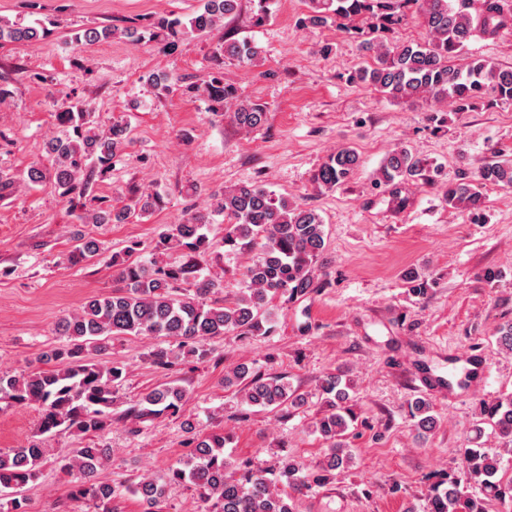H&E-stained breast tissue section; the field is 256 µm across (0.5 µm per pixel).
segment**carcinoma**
I'll return each mask as SVG.
<instances>
[{
  "instance_id": "obj_1",
  "label": "carcinoma",
  "mask_w": 512,
  "mask_h": 512,
  "mask_svg": "<svg viewBox=\"0 0 512 512\" xmlns=\"http://www.w3.org/2000/svg\"><path fill=\"white\" fill-rule=\"evenodd\" d=\"M253 25L264 26L272 17L271 0H252ZM305 10L299 18L303 26L342 22L353 32L361 53L373 54V63L350 72L347 81L367 85L395 102L420 100L451 101L464 112L479 99L492 97L512 101V66L502 67L485 58L458 63L466 44L480 33L493 37L512 26L509 0H484L480 12H471L470 0H302ZM241 0H202L199 9L187 19L161 16L151 28L135 24L86 28L74 41L96 42L120 38L136 46L144 39L174 47L196 34L211 33L234 15ZM411 16L427 31L423 41L389 46L382 34ZM53 21L23 26L0 17V42H40L53 34ZM219 63L236 61L256 66L264 49L253 39L220 41L214 51ZM188 93H199L230 112L233 122L245 132L259 130L267 117V106L260 101L237 102L236 90L224 83L221 68L200 84L185 85ZM62 133L46 142L45 151L53 160L56 187L60 195L83 194L96 170H109L130 142L127 123L99 120L85 103L72 101L56 113ZM358 153L341 148L326 158L313 175L320 188L332 189L347 182L359 167ZM427 161L406 148L390 152L383 160L379 184L398 193L400 186L425 175ZM487 184L512 186V162L485 163L477 178L457 177L448 182V206L479 215ZM160 203L156 193H144L133 204L115 209L110 205L93 210L92 224H121L146 214ZM224 217V246L248 249L252 257L243 277L248 294L234 301L216 299L217 285L202 276V262L210 243L203 232L213 217ZM138 250L134 242L125 257H112L121 286L112 294L94 297L67 318L62 335L67 342L46 353L50 367L13 375L0 373V400L14 407H34L38 411L36 435L28 445L0 451V500L8 512H27L26 486L40 475L46 449L41 436L76 432L85 436L104 433L112 425L116 387L126 376V365L110 360L95 362L86 358V347L110 336H163L174 341L199 361L209 358L208 342L220 336H263L271 329L267 305L276 298L287 301L310 292L314 287L315 264L325 250L322 217L314 210L294 205L261 185L227 187L209 196L204 208L186 214L169 233L156 243V250L180 252L176 265L146 264L132 259ZM101 255L100 246L89 240L78 244L74 257L92 260ZM159 368L172 369L173 357L159 347L148 354ZM226 386L241 387L242 402L262 409H298L306 397L279 375L262 374L240 363L225 375ZM325 409L314 419L313 432L324 448L311 468L293 456H281L277 465L264 468L250 461L236 463L224 457L228 436L201 427L189 438L190 458L183 466H173L159 477L141 476L131 484L141 498L144 512L154 506L176 485H193L210 503L208 512H299L296 498L313 485L322 486L348 469L352 456L346 451L347 431L357 417L349 404V385L342 375L329 373L320 383ZM186 389L164 385L151 390L134 403L127 419L138 425L159 416H175L186 399ZM412 426L420 436L433 434L439 419L428 398L410 403ZM481 414L502 439L498 448H463L462 476L450 477L428 490L423 512H490L494 502L503 512H512V477H505L503 456L512 455V392L503 393L483 404ZM62 469L75 471L70 494L112 512L116 490L94 480L98 468L108 461L103 448L89 445L73 455L62 456Z\"/></svg>"
}]
</instances>
